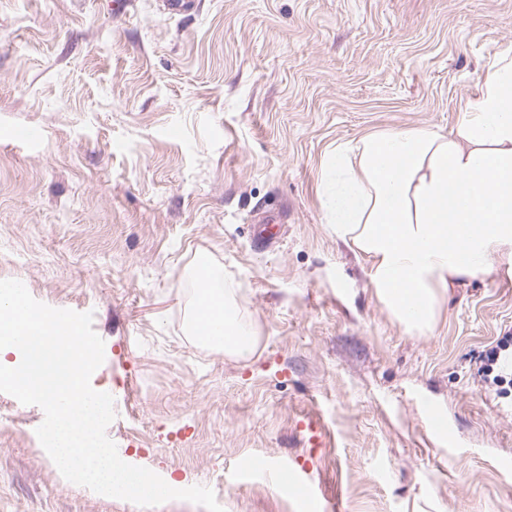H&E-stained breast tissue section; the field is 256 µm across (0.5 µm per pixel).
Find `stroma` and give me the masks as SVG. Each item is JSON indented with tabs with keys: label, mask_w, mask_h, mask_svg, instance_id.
Here are the masks:
<instances>
[{
	"label": "stroma",
	"mask_w": 512,
	"mask_h": 512,
	"mask_svg": "<svg viewBox=\"0 0 512 512\" xmlns=\"http://www.w3.org/2000/svg\"><path fill=\"white\" fill-rule=\"evenodd\" d=\"M509 45L512 0H0V280L93 312L120 457L225 512H512V393L473 376L512 277L454 284L407 330L319 196L336 143L450 131ZM202 261L256 325L251 359L192 335ZM43 420L0 392V512H143L67 481ZM419 406L427 421L430 436L440 442L447 443L448 449L456 448L458 445L457 439L437 406L424 396L420 397Z\"/></svg>",
	"instance_id": "1"
}]
</instances>
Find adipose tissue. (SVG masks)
Returning a JSON list of instances; mask_svg holds the SVG:
<instances>
[{"instance_id": "adipose-tissue-1", "label": "adipose tissue", "mask_w": 512, "mask_h": 512, "mask_svg": "<svg viewBox=\"0 0 512 512\" xmlns=\"http://www.w3.org/2000/svg\"><path fill=\"white\" fill-rule=\"evenodd\" d=\"M321 201L337 238L370 257L371 285L406 329L430 330L451 284L512 276V49L453 132L409 128L337 143L322 170ZM217 320L225 354L253 357V325L229 291L200 278L196 334Z\"/></svg>"}]
</instances>
